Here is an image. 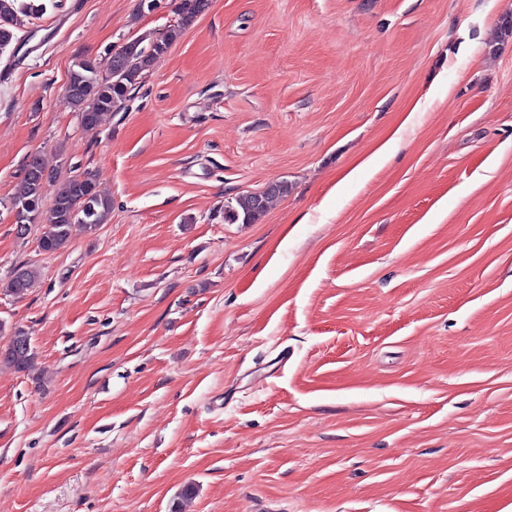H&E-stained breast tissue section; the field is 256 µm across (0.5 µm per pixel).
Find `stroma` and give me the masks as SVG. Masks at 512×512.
<instances>
[{"mask_svg":"<svg viewBox=\"0 0 512 512\" xmlns=\"http://www.w3.org/2000/svg\"><path fill=\"white\" fill-rule=\"evenodd\" d=\"M178 3L61 0L0 52V279L41 273L0 293L36 354L0 365V512H512V0H210L84 127L72 62ZM33 154L45 202L112 195L53 254L9 208ZM400 140L401 131L397 130L394 132L393 137L381 144L369 157L363 159L355 170L358 172L372 171L377 165L381 164L383 160L394 153ZM279 188L272 194H263L262 191L239 196L235 204L227 202L224 205V221L228 224H252L258 216L263 214L273 202L288 195L291 190L288 181L277 180ZM263 197V203L259 204L258 196ZM38 271L31 265H20L15 267L6 283L1 284V290L17 297H22L31 288Z\"/></svg>","mask_w":512,"mask_h":512,"instance_id":"obj_1","label":"stroma"}]
</instances>
